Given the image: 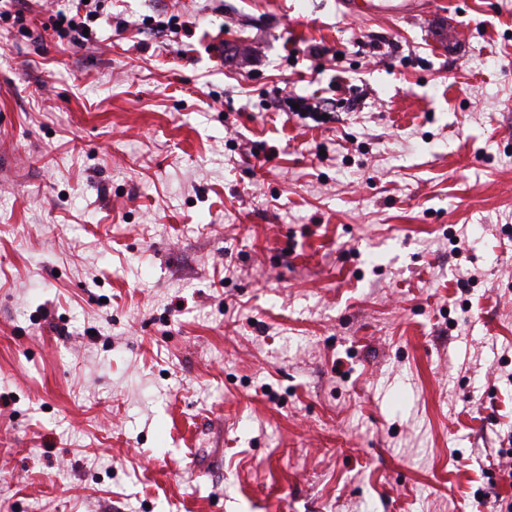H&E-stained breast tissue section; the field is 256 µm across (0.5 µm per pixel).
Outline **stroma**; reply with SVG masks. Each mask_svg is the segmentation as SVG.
<instances>
[{"label": "stroma", "mask_w": 512, "mask_h": 512, "mask_svg": "<svg viewBox=\"0 0 512 512\" xmlns=\"http://www.w3.org/2000/svg\"><path fill=\"white\" fill-rule=\"evenodd\" d=\"M67 5L0 0V512L512 502V0ZM77 2L75 13L57 11L53 30L59 37H67L71 43L81 45L92 39V24L98 19L100 0H89V3H83V0ZM82 10L85 11L84 15H81ZM84 29H87L88 33H84ZM347 17H358L364 21L378 18L408 19L418 13H427L418 0H341ZM292 104H299V110H296L292 107ZM275 106L279 107V110L284 112H294L295 115L301 117L302 119L311 118L312 120L320 123L325 120L322 118V115H326V111L322 109L321 103L310 102V99L304 96H291L287 94L286 96L280 97L276 102ZM189 467L197 474H208L224 459V448H194Z\"/></svg>", "instance_id": "1"}]
</instances>
